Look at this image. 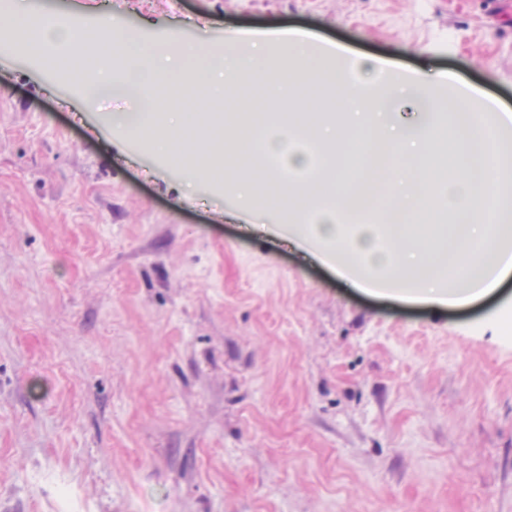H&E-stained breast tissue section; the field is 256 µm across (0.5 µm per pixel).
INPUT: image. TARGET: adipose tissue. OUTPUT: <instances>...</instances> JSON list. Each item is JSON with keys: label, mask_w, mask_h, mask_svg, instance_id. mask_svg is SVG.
<instances>
[{"label": "adipose tissue", "mask_w": 512, "mask_h": 512, "mask_svg": "<svg viewBox=\"0 0 512 512\" xmlns=\"http://www.w3.org/2000/svg\"><path fill=\"white\" fill-rule=\"evenodd\" d=\"M94 26L99 32L94 51L108 63L106 73L97 77L96 93L110 97L117 88L130 83L151 89L150 109L143 124L151 128L157 121H164V152L180 154L186 145L196 144L199 139L201 122L196 113L187 111V104L210 101L217 92L245 80L254 98L262 103L268 102L276 90H288L309 101L322 91L365 103L366 112L353 113L350 125L339 133L347 143L363 147L370 142L376 126H383L391 135L387 166L393 173H404L405 149L422 148L431 154L439 149L437 127L423 123L410 128L385 111L393 94L424 91V78H392L383 95H374L370 85L351 84L342 70L316 66L302 33L279 38L277 51L293 66L275 69L264 55L243 56L231 41L218 52H204L186 44L169 48L161 39L134 32L116 34L111 16L104 13L97 15ZM86 28L82 15H47L32 7L11 22L14 38L26 50L39 53L44 69L62 72L77 85L82 82L86 57L71 52L70 47ZM432 108L455 113L452 151L457 163L468 172L465 180L445 188L455 215L453 225L440 224L435 232L417 234L409 223V213L421 199L414 191L394 202L391 224L359 223V213L373 206L375 200L356 184L342 179L330 181L319 193L311 182L304 181L284 192L247 174L246 158L236 152L232 163L237 195L251 208H284L293 199L302 209H320L323 222L318 227L319 237L335 243L336 255L345 258L346 269L357 270L358 284L385 278L400 291H415L422 301L448 305L476 301L492 293L512 273V248L503 245L495 231L496 226L512 223V195L499 190L500 184L512 185V157L504 156L499 165H491L487 142L479 134L489 121L498 127L512 125V114L488 116L474 98L462 96L433 102ZM339 133L327 128L320 139L326 142ZM489 208L496 219L492 225L482 221Z\"/></svg>", "instance_id": "obj_1"}]
</instances>
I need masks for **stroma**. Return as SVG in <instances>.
<instances>
[{
	"label": "stroma",
	"instance_id": "obj_1",
	"mask_svg": "<svg viewBox=\"0 0 512 512\" xmlns=\"http://www.w3.org/2000/svg\"><path fill=\"white\" fill-rule=\"evenodd\" d=\"M241 48L299 28L350 82L512 109V0H39ZM382 61L364 75L356 60ZM0 53V512H512V278L439 307L289 242L295 210L124 134Z\"/></svg>",
	"mask_w": 512,
	"mask_h": 512
}]
</instances>
